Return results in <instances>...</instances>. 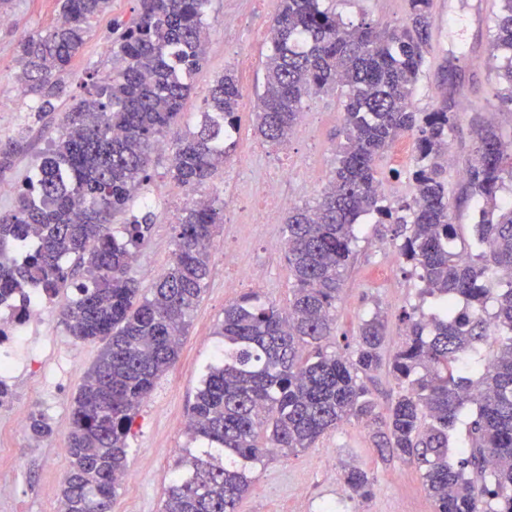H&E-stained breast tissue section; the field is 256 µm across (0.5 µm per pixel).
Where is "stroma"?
<instances>
[{"label":"stroma","instance_id":"obj_1","mask_svg":"<svg viewBox=\"0 0 512 512\" xmlns=\"http://www.w3.org/2000/svg\"><path fill=\"white\" fill-rule=\"evenodd\" d=\"M335 8L344 21L355 24L366 20L392 27L406 19L405 0H337ZM138 9L139 0H112L110 10L94 21L92 37L72 63L65 95L53 112L40 118L34 100L17 90L16 45L25 34L55 22L60 0H14L9 23L0 25V136L25 137L28 147L16 157L12 170L0 177V212L13 209L18 187L37 156L61 134L65 113L85 97L91 77L111 72L112 26L129 21ZM278 9L279 0H212L205 60L180 124L194 125L214 80L224 71L236 72L243 94L236 148L211 191L225 206L236 208L239 221L222 225L215 238L210 249L211 277L190 317L179 359L157 382L135 418L128 438V468L137 478L121 484L112 512H162L180 450L189 443L181 424L195 400L201 370L219 345L215 329L224 318L225 305L250 293L280 308L288 305L284 226L248 223L250 182L243 179V172L255 177L286 169L281 189L300 205L316 200L334 166L342 139L339 94L306 99L301 133L286 147H270L255 134L253 114L263 90L269 27ZM500 10L499 0H434L427 67L414 104L428 112L442 105L450 88L465 91L455 107L458 120L450 136L452 163L447 178L453 186L471 157L476 118L494 120L503 138H512V105L494 94L497 62L488 51V20ZM228 13L241 19L229 31L224 28ZM152 158V179L140 197L148 201L154 223L130 268L145 291L173 262L175 217L189 198L167 173V152H155ZM412 166L409 141L393 144L378 159L380 191L388 202L410 196ZM401 242L394 225L363 218L336 303L333 349L352 354L360 323L379 312L388 323L382 353L391 358L404 339L405 313H432L431 300L420 297L412 269L399 255ZM228 251L236 258V268L224 264ZM241 271L246 277L240 279L239 287L228 288L227 280ZM70 297V292L63 291L48 298L45 317L27 325L21 345L0 343V355L16 363L5 380L12 397L0 406V512H58L57 492L70 468L64 448L71 399L104 346L103 341H81L66 333L57 312ZM33 412L43 414L53 428L50 436L38 441L27 428ZM377 431V425L351 422L329 432L312 448L277 454L257 466L256 479L238 512H325L329 507L337 512H433L418 466L380 452ZM350 464L373 478L368 499L345 494L344 473Z\"/></svg>","mask_w":512,"mask_h":512}]
</instances>
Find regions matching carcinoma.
Segmentation results:
<instances>
[{"label":"carcinoma","instance_id":"1","mask_svg":"<svg viewBox=\"0 0 512 512\" xmlns=\"http://www.w3.org/2000/svg\"><path fill=\"white\" fill-rule=\"evenodd\" d=\"M324 2L280 0L255 122L267 144L282 146L308 97L341 89L343 141L331 179L315 204L288 210V307L255 295L224 307L215 331L224 345L191 406L190 447L162 512H237L255 465L310 448L351 421L380 423L384 450L422 470L434 512H512V277H503L512 274V200L499 197L512 183V139L490 122L478 124L456 197L460 204L478 199L476 239L474 250L458 251L445 177L456 113L446 102L422 112L413 101L433 0H406V21L395 27L347 23ZM110 5L61 0L47 30L18 42V77L37 115L54 111L73 59L92 36L91 21ZM210 8L211 0H140L136 16L115 25L112 76L93 82L65 113L64 132L25 177L14 209L0 214V304L73 288L60 322L78 340L105 341L71 408L60 512H112L135 416L177 361L211 274L210 247L224 223L217 199L182 209L173 264L146 294L128 271L152 214L115 224L151 180L152 153L182 116L205 59ZM488 33L490 52L502 58L500 98L512 103V0H502ZM241 98L235 76L224 73L194 130L169 142L168 174L191 195H205L234 150ZM400 133L415 136L412 189L410 200L390 206L375 161ZM24 149L21 138H0L1 176ZM368 215L402 228L400 256L414 269L420 295L434 301L430 316H404L405 339L390 362L399 391L384 416L363 382L383 365L381 316L363 321L353 355L326 345L355 231ZM81 267L88 276L75 282ZM489 344L496 347L490 358ZM470 408L465 437L452 438ZM27 422L37 438L52 433L39 414ZM345 482L354 496L371 495L366 471L349 467Z\"/></svg>","mask_w":512,"mask_h":512}]
</instances>
